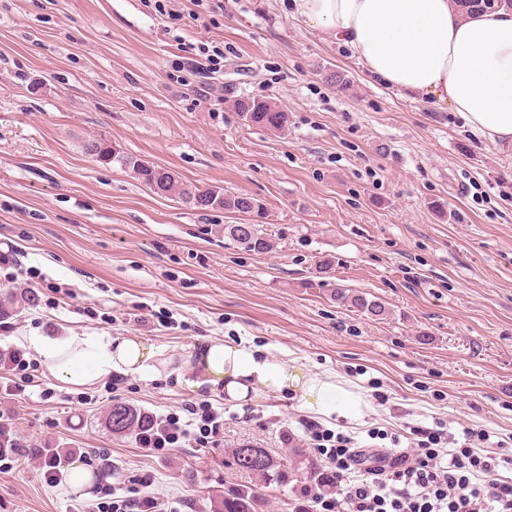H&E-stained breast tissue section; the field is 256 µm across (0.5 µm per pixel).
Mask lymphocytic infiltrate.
<instances>
[{
    "label": "lymphocytic infiltrate",
    "instance_id": "obj_1",
    "mask_svg": "<svg viewBox=\"0 0 512 512\" xmlns=\"http://www.w3.org/2000/svg\"><path fill=\"white\" fill-rule=\"evenodd\" d=\"M310 447L330 461L340 494L316 496L298 512H512V455L455 446L444 426L418 428L411 452L368 456L352 440L306 424Z\"/></svg>",
    "mask_w": 512,
    "mask_h": 512
}]
</instances>
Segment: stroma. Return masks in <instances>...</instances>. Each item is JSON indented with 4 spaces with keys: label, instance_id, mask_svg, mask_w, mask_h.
I'll return each mask as SVG.
<instances>
[{
    "label": "stroma",
    "instance_id": "35a3bbf8",
    "mask_svg": "<svg viewBox=\"0 0 512 512\" xmlns=\"http://www.w3.org/2000/svg\"><path fill=\"white\" fill-rule=\"evenodd\" d=\"M205 41L223 47L220 65ZM205 84L223 89V111ZM252 97L277 102L287 131L245 124L232 102ZM95 138L259 199L274 250L225 240L248 215L194 209L87 155ZM1 251L0 290L36 301L0 319V350L25 359L0 367V426L21 442L0 467V512H90L107 484L210 512L255 482L230 449L285 458L313 421L375 450L439 422L512 444V148L401 97L281 0H0ZM336 287L388 316L339 306ZM72 335L141 337L157 371L61 384L28 339ZM242 338L349 382L363 416L313 414L296 393L235 407L192 390L179 354ZM115 400L195 427L206 400L223 428L150 451L105 429ZM48 443L74 449L84 484L48 478Z\"/></svg>",
    "mask_w": 512,
    "mask_h": 512
}]
</instances>
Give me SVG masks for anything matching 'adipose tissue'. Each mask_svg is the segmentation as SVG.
Wrapping results in <instances>:
<instances>
[{"instance_id": "obj_1", "label": "adipose tissue", "mask_w": 512, "mask_h": 512, "mask_svg": "<svg viewBox=\"0 0 512 512\" xmlns=\"http://www.w3.org/2000/svg\"><path fill=\"white\" fill-rule=\"evenodd\" d=\"M290 16L349 44L367 73L412 98H435L493 143L512 146V11L462 15L456 0H288ZM55 380L85 387L112 375L156 371V348L137 336L32 337ZM194 388L239 403L300 393L308 411L355 419L363 401L335 377L259 355L247 341L204 342Z\"/></svg>"}]
</instances>
